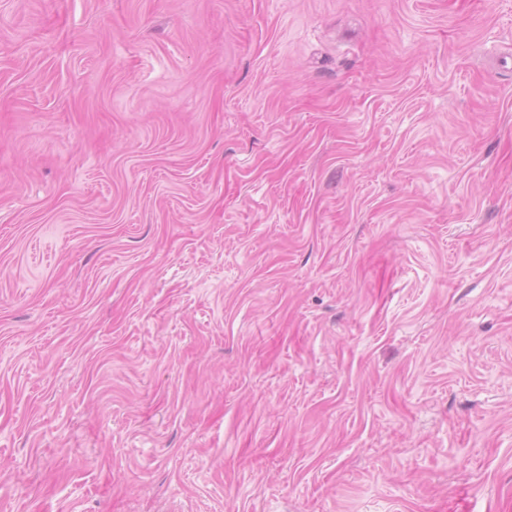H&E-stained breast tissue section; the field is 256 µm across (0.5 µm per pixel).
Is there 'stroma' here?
I'll return each instance as SVG.
<instances>
[{
  "instance_id": "35a3bbf8",
  "label": "stroma",
  "mask_w": 512,
  "mask_h": 512,
  "mask_svg": "<svg viewBox=\"0 0 512 512\" xmlns=\"http://www.w3.org/2000/svg\"><path fill=\"white\" fill-rule=\"evenodd\" d=\"M0 512H512V0H0Z\"/></svg>"
}]
</instances>
